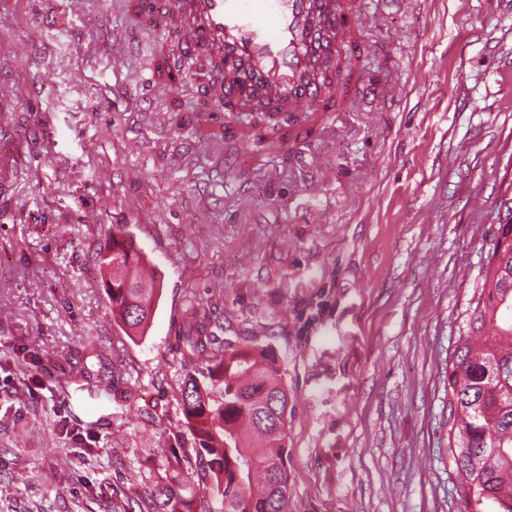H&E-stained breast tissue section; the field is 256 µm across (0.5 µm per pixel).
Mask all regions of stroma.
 Here are the masks:
<instances>
[{
    "instance_id": "35a3bbf8",
    "label": "stroma",
    "mask_w": 512,
    "mask_h": 512,
    "mask_svg": "<svg viewBox=\"0 0 512 512\" xmlns=\"http://www.w3.org/2000/svg\"><path fill=\"white\" fill-rule=\"evenodd\" d=\"M358 23L349 67L382 96L288 161L195 133L198 85L130 0H0V512H153L194 446L196 312L276 352L289 512H464L446 381L512 220V0H361ZM119 229L162 283L136 342L94 261Z\"/></svg>"
}]
</instances>
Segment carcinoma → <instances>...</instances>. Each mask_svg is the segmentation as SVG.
Returning a JSON list of instances; mask_svg holds the SVG:
<instances>
[{
  "label": "carcinoma",
  "mask_w": 512,
  "mask_h": 512,
  "mask_svg": "<svg viewBox=\"0 0 512 512\" xmlns=\"http://www.w3.org/2000/svg\"><path fill=\"white\" fill-rule=\"evenodd\" d=\"M96 261L112 318L142 339L160 285L129 276L144 254L129 235L112 233ZM463 337L448 371V450L461 476L466 512H512V224H500ZM192 368L181 388L193 452L163 462L154 512H286L288 390L269 348L211 346L206 324L182 337Z\"/></svg>",
  "instance_id": "carcinoma-1"
}]
</instances>
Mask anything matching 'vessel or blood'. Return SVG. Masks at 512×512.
<instances>
[{
	"label": "vessel or blood",
	"instance_id": "1",
	"mask_svg": "<svg viewBox=\"0 0 512 512\" xmlns=\"http://www.w3.org/2000/svg\"><path fill=\"white\" fill-rule=\"evenodd\" d=\"M156 3L135 7L181 49L200 54L196 78L209 109L231 101L244 109L257 95L310 126L349 95L344 84L330 97L316 73L356 41L360 0H177L165 12Z\"/></svg>",
	"mask_w": 512,
	"mask_h": 512
}]
</instances>
